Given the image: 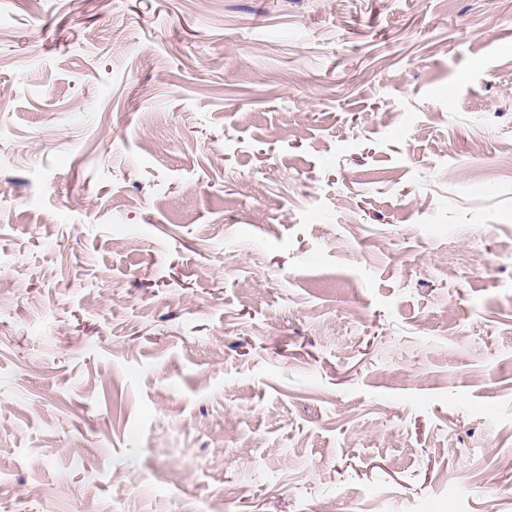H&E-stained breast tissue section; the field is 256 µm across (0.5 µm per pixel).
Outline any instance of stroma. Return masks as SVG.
I'll use <instances>...</instances> for the list:
<instances>
[{"label": "stroma", "mask_w": 512, "mask_h": 512, "mask_svg": "<svg viewBox=\"0 0 512 512\" xmlns=\"http://www.w3.org/2000/svg\"><path fill=\"white\" fill-rule=\"evenodd\" d=\"M512 0H0V512H512Z\"/></svg>", "instance_id": "1"}]
</instances>
